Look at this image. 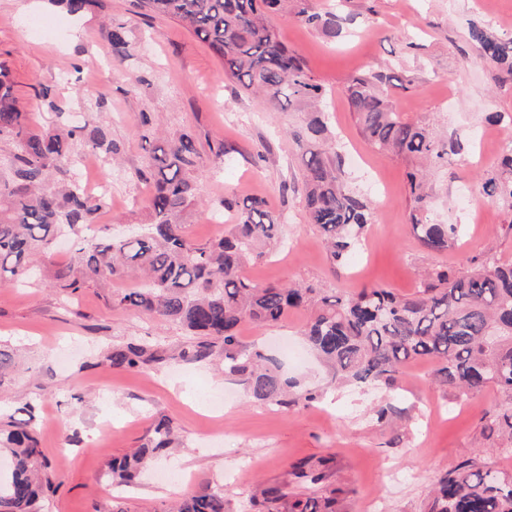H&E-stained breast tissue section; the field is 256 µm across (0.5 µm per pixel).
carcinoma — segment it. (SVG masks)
I'll use <instances>...</instances> for the list:
<instances>
[{
    "label": "carcinoma",
    "mask_w": 512,
    "mask_h": 512,
    "mask_svg": "<svg viewBox=\"0 0 512 512\" xmlns=\"http://www.w3.org/2000/svg\"><path fill=\"white\" fill-rule=\"evenodd\" d=\"M55 2L74 15L104 8L103 0ZM133 5L151 19L180 22L219 57L225 76L246 93L261 95L271 109L310 113L291 131L303 150L308 216L321 230L332 260H346L369 224L371 203L345 182L341 155L322 119L325 87L268 22L291 7L303 23L338 37L343 18L333 10H312L308 0H133ZM106 31L112 58L123 61L130 47L127 27L113 20ZM468 40L481 59L498 67L495 82L512 84V35L473 23ZM394 80L381 72L360 75L349 84L347 97L373 148L421 164L408 173L410 220L422 244L440 252L461 236L462 228L429 219L426 178L448 165V156L463 144L405 120L386 93ZM33 123L34 114L19 108L9 74L0 68V139L13 144L7 156H0V277L7 273L13 284L28 282L38 275L34 258L51 261L57 245L65 241L77 254L80 269L58 268L55 278L61 287L75 293L102 275L123 280L138 270L142 277L137 286L125 289L114 303L176 321L193 336L191 349L177 354L135 341L114 347L112 367L146 369L177 358H219L224 371L239 377L253 399L285 408L300 400L309 405L319 394L292 393L296 382L282 375L261 350L243 345L239 330L247 322L278 325L289 310L310 304L315 309L303 335L340 379L390 388L408 362L431 360L437 384L454 385L465 394L494 387L512 401V262L482 253L454 271L428 275L410 296L382 285L317 296L312 288L256 283L242 269L258 244L275 239L278 224L263 199L239 203L226 198L224 207L235 211V223L210 242L191 241L181 218L197 201L201 153L186 134L154 146L138 171L151 186L150 222L138 225L137 235L90 242L85 231L95 223L104 200L84 193L74 179L58 186L51 176L72 167L80 148L113 152L112 141L100 128L86 135L81 128L36 131ZM482 189L512 210V149L500 154ZM33 418L30 403L12 413L0 412V453L9 462L8 470L0 472V512H41L46 493L62 478L61 471H49L42 457ZM488 429L512 442V406L494 414ZM173 443L170 420L159 419L133 455L112 460V480L133 482L147 459ZM292 474L316 491L292 494L286 483L263 487L252 497L254 512H336V489L325 484L323 470L301 461L293 465ZM229 509L224 487L207 486L182 500L174 512ZM427 512H512V477L476 458L465 460L439 480Z\"/></svg>",
    "instance_id": "carcinoma-1"
}]
</instances>
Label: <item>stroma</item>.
<instances>
[{
  "instance_id": "obj_1",
  "label": "stroma",
  "mask_w": 512,
  "mask_h": 512,
  "mask_svg": "<svg viewBox=\"0 0 512 512\" xmlns=\"http://www.w3.org/2000/svg\"><path fill=\"white\" fill-rule=\"evenodd\" d=\"M105 3L104 10L78 16L51 0H0V66L38 128L100 127L118 148L88 157L83 168L87 180L106 177L112 184L93 233L148 218L150 187L138 176L150 149L141 137L146 115L163 135H190L200 149V202L184 216L193 241L207 242L233 224L222 204L227 197L260 196L281 215V246L262 247L243 271L248 279L328 293L381 284L411 295L425 273L455 269L466 257L492 252L512 261V235L504 231L511 211L490 203L470 217L461 213L460 187L482 199L481 176L497 158L475 161L469 145L435 176L432 213L465 224L466 232L448 250L429 251L411 229L412 162L367 142L346 93L354 77L370 71L412 81L411 90L391 88L397 111L439 132H470L486 125L489 113H512V87L495 86L491 66L467 40L473 21L497 33L511 27L512 0H341L346 22L337 38L289 10L272 18L281 40L328 88V121L350 185L368 194V168L383 182L371 224L339 267L308 220L302 152L289 135L300 113L270 110L244 94L225 77L221 60L177 22L143 18L130 0ZM113 18L125 22L133 43L130 57L117 65L104 29ZM30 19L58 27L52 37L34 38L23 30ZM43 85L51 87L57 110L37 97ZM218 146L220 161L212 153ZM118 291V283L102 276L70 293L48 265L30 284L0 286V349L17 363L0 385V408L38 402V446L63 472L45 512H110L107 463L145 443L161 417L172 421L183 445L124 489L132 512H165L207 485L223 486L232 512H251L256 485L290 480L300 460L326 471L337 489V512H424L436 481L469 458L512 474V457L499 451L501 437L486 428L493 412L511 404L495 388L466 395L441 387L432 379L433 363L424 360L404 367L394 392L334 384L303 350L300 333L310 312L298 309L278 326L246 323L240 332L247 347L276 359L301 388L322 394L318 403L284 410L249 398L215 363L178 359L191 343L185 329L114 305ZM132 339L161 344L176 358L142 371L114 369L113 346ZM385 404L403 419L379 420ZM170 471L185 473L187 485L169 482Z\"/></svg>"
}]
</instances>
